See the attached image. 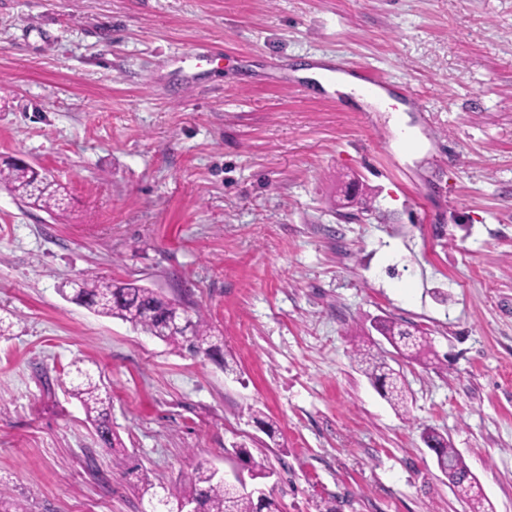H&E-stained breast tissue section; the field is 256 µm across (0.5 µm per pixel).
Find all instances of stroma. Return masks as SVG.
Returning <instances> with one entry per match:
<instances>
[{"label":"stroma","mask_w":512,"mask_h":512,"mask_svg":"<svg viewBox=\"0 0 512 512\" xmlns=\"http://www.w3.org/2000/svg\"><path fill=\"white\" fill-rule=\"evenodd\" d=\"M317 56L407 111L273 70ZM8 157L69 204L0 184L1 501L147 512L137 473L186 494L242 443L282 512H470L431 427L512 512V0H0ZM82 272L183 298L236 374L68 301ZM379 319L435 353L399 358L404 414L352 359ZM77 361L120 447L65 393Z\"/></svg>","instance_id":"35a3bbf8"}]
</instances>
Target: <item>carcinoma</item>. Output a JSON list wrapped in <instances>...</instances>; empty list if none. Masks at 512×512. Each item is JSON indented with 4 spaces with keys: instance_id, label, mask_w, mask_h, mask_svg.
Segmentation results:
<instances>
[{
    "instance_id": "obj_1",
    "label": "carcinoma",
    "mask_w": 512,
    "mask_h": 512,
    "mask_svg": "<svg viewBox=\"0 0 512 512\" xmlns=\"http://www.w3.org/2000/svg\"><path fill=\"white\" fill-rule=\"evenodd\" d=\"M0 183L5 184L24 203L47 211L63 210L67 205L64 188L53 180L42 178L28 165L5 159L0 162ZM70 290H61L71 302L100 317L119 319L167 346L204 355L230 369L222 348L212 340L211 328L203 314L194 311L177 298L138 284L135 279H112L84 274L69 282ZM374 328L404 356H420L431 352V340L422 331L411 332L389 320H380ZM353 360L360 371L381 390L396 409L406 405L405 386L387 362L386 356L368 346L353 350ZM66 391L78 399L100 440L115 447L120 443L112 431L110 389L80 366L65 373ZM427 446L435 453L437 467L448 472V484L472 501V512H488L480 496L478 484L469 477V469L444 435L428 429L423 433ZM234 456L250 467L251 476L265 478L263 466L254 461L250 449L240 445ZM144 493L150 495L153 512H177L183 503H192L198 512H281L280 504L270 494L257 498L230 483H220L216 473L200 467L194 476V486L187 495H177L164 486L156 487L146 475L140 476Z\"/></svg>"
}]
</instances>
